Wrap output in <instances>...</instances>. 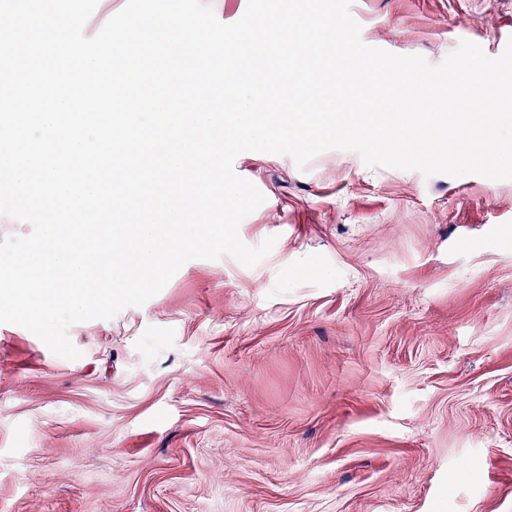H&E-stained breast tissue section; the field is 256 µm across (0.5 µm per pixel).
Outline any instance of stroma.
<instances>
[{
  "mask_svg": "<svg viewBox=\"0 0 512 512\" xmlns=\"http://www.w3.org/2000/svg\"><path fill=\"white\" fill-rule=\"evenodd\" d=\"M360 38L499 57L512 0H353ZM265 201L53 354L0 324V512H512V180L240 154Z\"/></svg>",
  "mask_w": 512,
  "mask_h": 512,
  "instance_id": "obj_1",
  "label": "stroma"
}]
</instances>
